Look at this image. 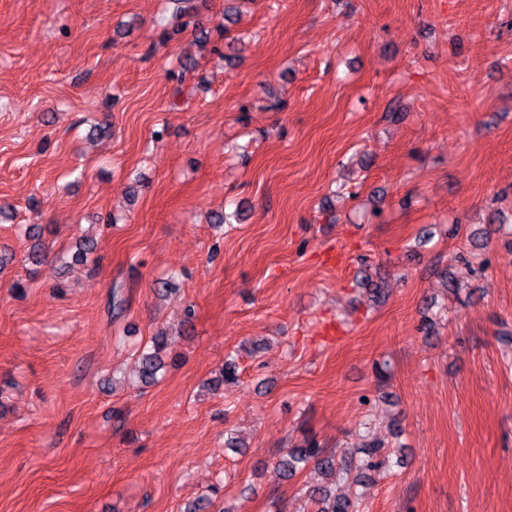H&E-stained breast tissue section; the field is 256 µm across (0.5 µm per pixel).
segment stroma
<instances>
[{
	"mask_svg": "<svg viewBox=\"0 0 512 512\" xmlns=\"http://www.w3.org/2000/svg\"><path fill=\"white\" fill-rule=\"evenodd\" d=\"M184 8L0 0V512H512V0ZM313 463L318 470L324 474L336 475V470H347L350 462L340 460L336 462V454L330 453L314 441H306L297 448H289L287 453L280 459L278 466L288 475H293L300 464L304 466ZM308 497L314 505L315 512H356L357 504L350 498L333 494L320 487H313L308 491Z\"/></svg>",
	"mask_w": 512,
	"mask_h": 512,
	"instance_id": "35a3bbf8",
	"label": "stroma"
}]
</instances>
